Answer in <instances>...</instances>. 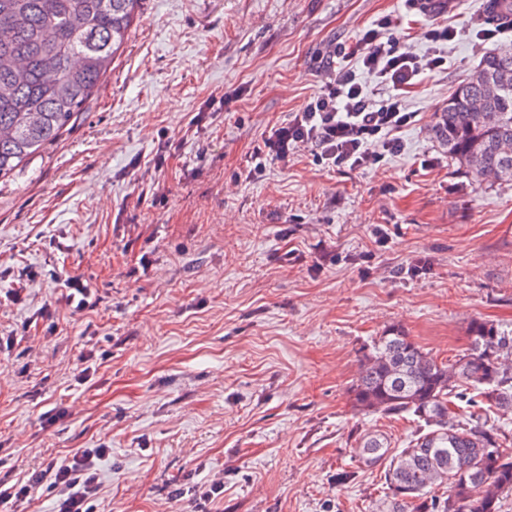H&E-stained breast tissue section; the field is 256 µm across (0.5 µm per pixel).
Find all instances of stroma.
<instances>
[{
  "label": "stroma",
  "instance_id": "stroma-1",
  "mask_svg": "<svg viewBox=\"0 0 512 512\" xmlns=\"http://www.w3.org/2000/svg\"><path fill=\"white\" fill-rule=\"evenodd\" d=\"M486 4L448 0V67L408 93L401 154L337 171L308 147L259 171L332 44L383 18L420 52L429 16L140 0L76 122L0 178V480L105 448L97 512H380L357 442L398 450L417 423L355 406L362 347L397 325L445 362L472 319L512 329V183L452 165L433 130L482 56L512 46ZM68 278L95 307L72 313ZM215 478L198 508L192 488Z\"/></svg>",
  "mask_w": 512,
  "mask_h": 512
}]
</instances>
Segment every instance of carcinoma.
<instances>
[{
  "mask_svg": "<svg viewBox=\"0 0 512 512\" xmlns=\"http://www.w3.org/2000/svg\"><path fill=\"white\" fill-rule=\"evenodd\" d=\"M139 0H0V177L55 142L112 68ZM448 158L478 180L512 182V48L486 55L438 113ZM356 406L409 414L424 432L396 454L366 435L364 467L385 466L386 512H498L512 491V450L485 416L512 410V330L475 319L470 345L439 362L400 327L363 352Z\"/></svg>",
  "mask_w": 512,
  "mask_h": 512,
  "instance_id": "obj_1",
  "label": "carcinoma"
}]
</instances>
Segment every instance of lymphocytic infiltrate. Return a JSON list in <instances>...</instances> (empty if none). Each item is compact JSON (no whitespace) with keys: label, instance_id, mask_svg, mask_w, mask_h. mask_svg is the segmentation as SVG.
Listing matches in <instances>:
<instances>
[{"label":"lymphocytic infiltrate","instance_id":"1","mask_svg":"<svg viewBox=\"0 0 512 512\" xmlns=\"http://www.w3.org/2000/svg\"><path fill=\"white\" fill-rule=\"evenodd\" d=\"M451 37L448 27L434 25L431 47L419 54L400 49L398 39L380 21L350 51L330 50L323 86L265 141L269 159L287 160L309 144L320 150L329 167L360 169L379 163L383 153L400 152V132L416 121L415 113L406 109L405 94L420 75L444 65L439 45ZM365 73L381 86L383 98L373 97L361 79ZM105 454L102 448H85L71 460L48 462L28 478L0 487V503H12L14 512H25L26 503L46 489L58 493V512H95L99 482L94 461Z\"/></svg>","mask_w":512,"mask_h":512}]
</instances>
